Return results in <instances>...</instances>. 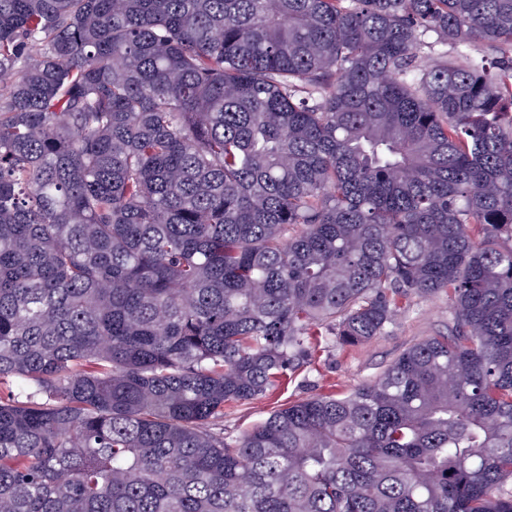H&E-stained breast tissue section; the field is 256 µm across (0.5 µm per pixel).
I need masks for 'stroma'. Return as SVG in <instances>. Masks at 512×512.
<instances>
[{
    "label": "stroma",
    "instance_id": "stroma-1",
    "mask_svg": "<svg viewBox=\"0 0 512 512\" xmlns=\"http://www.w3.org/2000/svg\"><path fill=\"white\" fill-rule=\"evenodd\" d=\"M452 327L446 294L413 299L383 335L356 346L320 345L312 360L276 390L252 403L225 407L223 420L213 430L231 441L290 402L349 392L373 380L406 348L430 336L449 334Z\"/></svg>",
    "mask_w": 512,
    "mask_h": 512
}]
</instances>
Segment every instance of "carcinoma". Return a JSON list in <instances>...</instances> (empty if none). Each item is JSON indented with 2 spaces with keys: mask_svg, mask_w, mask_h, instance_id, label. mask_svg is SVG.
<instances>
[{
  "mask_svg": "<svg viewBox=\"0 0 512 512\" xmlns=\"http://www.w3.org/2000/svg\"><path fill=\"white\" fill-rule=\"evenodd\" d=\"M438 293L454 329L376 380L212 431ZM509 479L512 0H0V512H512Z\"/></svg>",
  "mask_w": 512,
  "mask_h": 512,
  "instance_id": "cac0c4a2",
  "label": "carcinoma"
}]
</instances>
